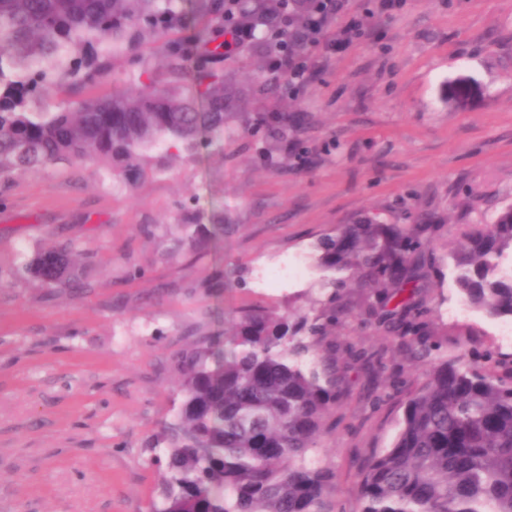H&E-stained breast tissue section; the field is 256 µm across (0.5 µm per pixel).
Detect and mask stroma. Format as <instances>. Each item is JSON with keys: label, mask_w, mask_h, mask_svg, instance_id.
Segmentation results:
<instances>
[{"label": "stroma", "mask_w": 512, "mask_h": 512, "mask_svg": "<svg viewBox=\"0 0 512 512\" xmlns=\"http://www.w3.org/2000/svg\"><path fill=\"white\" fill-rule=\"evenodd\" d=\"M364 19L345 52L319 58L298 96L261 94L265 54L224 63L236 91L223 148L168 143L143 150L138 171L65 163L0 184V273L40 249L72 244L93 268L91 291L21 280L0 288V512H149L157 485L147 445L170 415L173 358L196 336L230 330L242 307L295 315L324 296L317 273L291 280L338 225L410 224L427 214L436 257L430 319L450 358L461 349L512 355L496 321L460 302L446 253L470 224L512 203V0H349ZM298 115L259 141L256 113ZM306 151L298 167L293 149ZM220 224L191 257L177 227ZM143 275L133 280L132 268ZM336 340L397 346L359 313ZM312 454L336 467L333 512L354 507L365 453L389 447L398 401L372 407L356 372Z\"/></svg>", "instance_id": "35a3bbf8"}]
</instances>
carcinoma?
I'll use <instances>...</instances> for the list:
<instances>
[{"label": "carcinoma", "instance_id": "carcinoma-1", "mask_svg": "<svg viewBox=\"0 0 512 512\" xmlns=\"http://www.w3.org/2000/svg\"><path fill=\"white\" fill-rule=\"evenodd\" d=\"M283 0H254L237 16L274 45L266 18ZM179 0H0V180L52 163L107 160L137 168L140 151L165 142L188 148L224 142V0H196L191 40L168 39L189 21ZM164 38V78L87 97L76 112H39L34 97L52 85L67 96L98 84L111 52L146 36ZM199 89L208 111L178 90ZM194 254L224 225L182 224ZM425 216L415 224H343L317 245L325 298L288 322L261 305L240 312L235 330L196 337L176 359L178 397L151 444L159 472L151 512H331L336 471L311 454L330 432L327 418L344 378L336 375L329 330L350 311L353 290L377 320L424 365L420 380L398 387L401 426L388 448L367 452L356 473V512H512V358L491 352L450 360L432 356L424 296L432 257ZM462 301L512 318V204L489 224H471L453 242ZM47 288H90L69 244L35 253L10 273ZM368 377L386 368V351L348 346Z\"/></svg>", "mask_w": 512, "mask_h": 512}]
</instances>
